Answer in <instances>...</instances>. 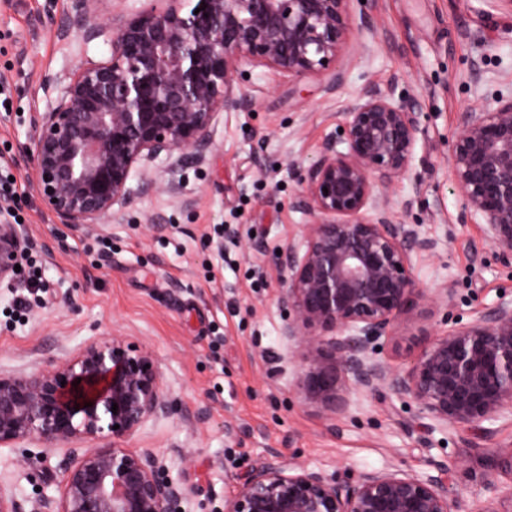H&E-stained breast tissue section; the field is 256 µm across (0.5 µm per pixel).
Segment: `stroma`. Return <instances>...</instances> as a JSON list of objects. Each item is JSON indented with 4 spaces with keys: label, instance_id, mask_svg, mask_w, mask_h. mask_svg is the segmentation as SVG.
Instances as JSON below:
<instances>
[{
    "label": "stroma",
    "instance_id": "stroma-1",
    "mask_svg": "<svg viewBox=\"0 0 512 512\" xmlns=\"http://www.w3.org/2000/svg\"><path fill=\"white\" fill-rule=\"evenodd\" d=\"M72 7V0H0V159L17 186L13 211L33 240L28 263L41 276L0 288V371H33L95 337L149 347L171 412L121 445L161 456L191 491L188 512H224L266 448L341 479L386 467L421 473L440 462L461 512L489 499L490 484L503 492L490 499L494 512H512V424L419 433L417 406L385 390L331 413L297 384L283 335L292 312L280 301L286 250L309 221L289 162L311 164L348 104L365 88L393 82L415 103L420 133L411 171L387 196L397 221L439 238L436 254L415 258L413 275L428 287L448 284L454 301L408 311L382 358L404 368L431 336L512 297V269L497 265L480 225L463 223L448 164L462 111L512 80V12L489 0H372L374 30L351 40L342 87L251 68L242 84L249 106L219 111L206 163L178 174L180 199L139 194L121 219L73 231L42 207L19 156L33 137L32 113L46 107L41 79L110 54L105 37H58ZM417 181L420 201L400 210ZM67 454L37 442L0 451V476L14 484L24 512L56 495Z\"/></svg>",
    "mask_w": 512,
    "mask_h": 512
}]
</instances>
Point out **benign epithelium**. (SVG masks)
Masks as SVG:
<instances>
[{
	"instance_id": "7a95c632",
	"label": "benign epithelium",
	"mask_w": 512,
	"mask_h": 512,
	"mask_svg": "<svg viewBox=\"0 0 512 512\" xmlns=\"http://www.w3.org/2000/svg\"><path fill=\"white\" fill-rule=\"evenodd\" d=\"M185 2L146 0L120 19L108 58L86 61L63 84L43 78L55 97L32 113L34 137L20 156L57 223L101 224L153 188L179 197L176 181H157L158 171L173 174L188 156L205 163L217 111L249 105L237 86L246 65L296 81L323 76L331 90L344 84L353 0H197V14L184 11ZM110 17L112 0H75L59 36L74 28L94 40ZM461 124L448 162L454 187L473 207L463 220H479L497 260L512 266V86L464 109ZM341 128L299 181L310 221L289 248L281 293L294 311L283 336L304 367L299 387L335 414L351 397L385 389L414 402L428 432L512 419V299L434 336L402 370L376 358L414 304L446 305L453 289L424 288L414 278L413 258L435 253L438 241L417 224L396 223L384 195L413 166L420 130L413 102L395 96L393 84L368 87ZM31 247L26 226L1 205L0 287L22 280L15 265ZM167 409L154 352L122 336L89 340L32 372L0 371L1 448L114 439L81 454L70 449L59 498L43 497L39 512H187L189 491L161 457L117 444ZM433 469L362 470L338 480L269 451L224 512H456L448 467ZM0 512H22L1 482Z\"/></svg>"
}]
</instances>
